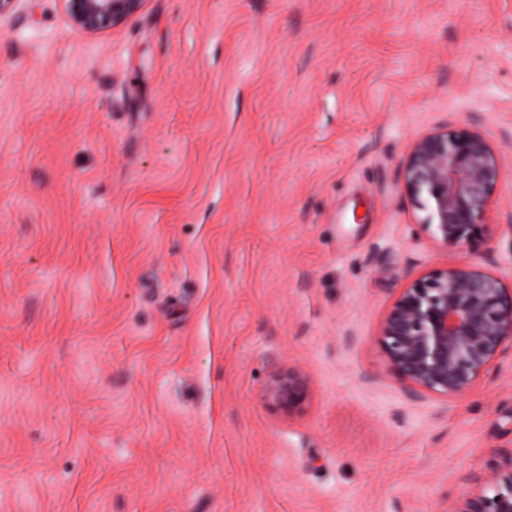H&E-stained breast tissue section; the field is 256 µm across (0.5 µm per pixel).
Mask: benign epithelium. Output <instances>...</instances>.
<instances>
[{"label": "benign epithelium", "mask_w": 512, "mask_h": 512, "mask_svg": "<svg viewBox=\"0 0 512 512\" xmlns=\"http://www.w3.org/2000/svg\"><path fill=\"white\" fill-rule=\"evenodd\" d=\"M72 30L102 33L124 25L149 0H60ZM403 187L426 212L435 241L467 251L492 225L502 164L477 125L440 127L419 134L404 159ZM378 341L413 403L432 395L469 392L505 346H512V287L462 256L402 290L379 323ZM309 388L306 374L274 375L263 397L297 406ZM446 512H512V452L488 475L448 499Z\"/></svg>", "instance_id": "7a95c632"}]
</instances>
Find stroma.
Here are the masks:
<instances>
[{"label": "stroma", "instance_id": "1", "mask_svg": "<svg viewBox=\"0 0 512 512\" xmlns=\"http://www.w3.org/2000/svg\"><path fill=\"white\" fill-rule=\"evenodd\" d=\"M479 120L512 258V0H149L0 19V512H444L512 452V347L409 404L377 340L446 265L403 190ZM304 371L298 409L267 401ZM72 30L80 35L102 33L124 25L149 0H59ZM309 388L306 374L298 369H288L274 375L263 389V397L289 408L303 400Z\"/></svg>", "mask_w": 512, "mask_h": 512}]
</instances>
